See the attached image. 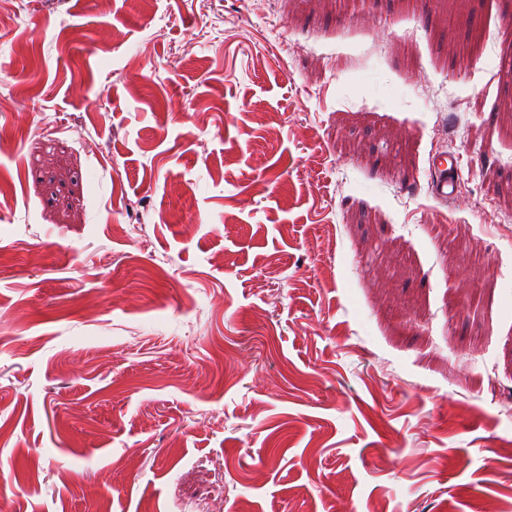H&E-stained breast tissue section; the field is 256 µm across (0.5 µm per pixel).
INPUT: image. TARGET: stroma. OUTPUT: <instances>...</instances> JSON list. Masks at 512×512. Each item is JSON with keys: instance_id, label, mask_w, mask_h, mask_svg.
I'll list each match as a JSON object with an SVG mask.
<instances>
[{"instance_id": "1", "label": "stroma", "mask_w": 512, "mask_h": 512, "mask_svg": "<svg viewBox=\"0 0 512 512\" xmlns=\"http://www.w3.org/2000/svg\"><path fill=\"white\" fill-rule=\"evenodd\" d=\"M1 127L9 512H512V0H0ZM429 170L433 198L443 203L454 199L461 182L459 159L455 155L435 153L430 157Z\"/></svg>"}]
</instances>
